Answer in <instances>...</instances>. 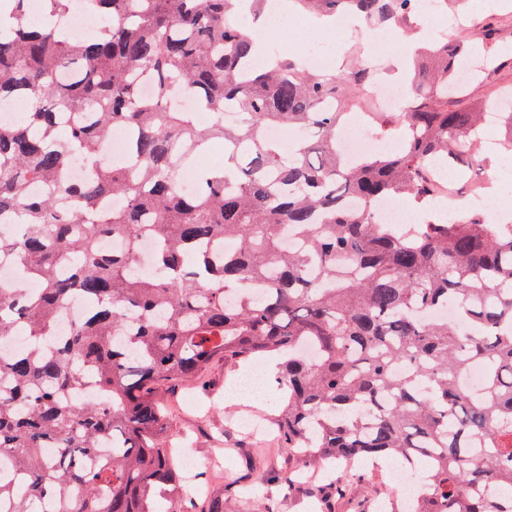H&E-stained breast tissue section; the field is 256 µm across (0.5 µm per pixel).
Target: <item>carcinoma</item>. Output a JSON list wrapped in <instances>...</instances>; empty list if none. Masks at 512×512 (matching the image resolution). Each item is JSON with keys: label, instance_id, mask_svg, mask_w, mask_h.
<instances>
[{"label": "carcinoma", "instance_id": "obj_1", "mask_svg": "<svg viewBox=\"0 0 512 512\" xmlns=\"http://www.w3.org/2000/svg\"><path fill=\"white\" fill-rule=\"evenodd\" d=\"M30 2L0 0V101L24 106L21 123L0 125V216L18 226L0 236V262L39 283L33 296L0 287V339L29 340L0 355V457L26 483L21 494L0 481V512H156L159 497L184 512L157 390L216 359L270 352L287 358L281 446L304 463H354L336 494L374 493L365 459L424 461L418 512H512V224L479 213L378 224L373 211L396 195L431 204L433 161L484 167L472 140L481 113L448 96L459 60L479 56L489 72L493 60L465 39L431 44L409 85L402 147L348 159L336 136L343 109L369 88L366 72L253 66L231 21L239 0H85L100 27L82 42L66 28L73 0H43L36 21ZM297 2L369 26L403 21L417 4ZM173 86L212 114L207 127L168 104ZM228 104L241 114L234 126ZM483 110L500 111L512 147L503 97ZM62 114L75 115L64 137ZM267 126L308 134L285 152ZM118 132L127 154L106 163L100 144ZM215 142L224 165L194 168L198 190L183 193L184 169ZM74 156L89 178L71 186L59 177ZM34 183L44 192L29 193ZM71 195L82 208L62 204ZM114 195L124 206L101 213ZM107 237L126 249L102 251ZM145 237L156 244L150 274L135 268ZM73 294L88 313L60 340L57 311ZM450 303L456 324L419 316ZM473 366L485 373L477 395L462 385ZM88 369L106 400L75 398ZM102 448L112 457L91 464Z\"/></svg>", "mask_w": 512, "mask_h": 512}]
</instances>
